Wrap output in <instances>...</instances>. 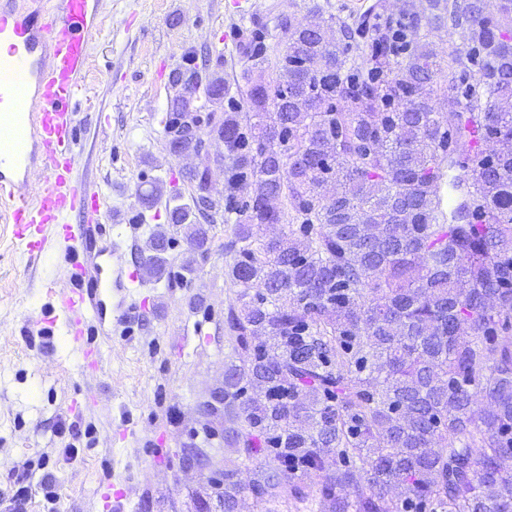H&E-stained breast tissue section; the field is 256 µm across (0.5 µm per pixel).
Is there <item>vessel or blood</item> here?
<instances>
[{"instance_id": "b4317fda", "label": "vessel or blood", "mask_w": 512, "mask_h": 512, "mask_svg": "<svg viewBox=\"0 0 512 512\" xmlns=\"http://www.w3.org/2000/svg\"><path fill=\"white\" fill-rule=\"evenodd\" d=\"M100 0H47L32 11L0 0V211L13 224L30 262L51 248L71 213L81 236L102 240L94 259L68 258L67 284L56 297L72 342L83 338L86 315L106 318L105 297L123 287L119 241L103 222L107 202L75 175L77 118L72 107L99 26ZM42 179L35 195L20 193L30 169Z\"/></svg>"}]
</instances>
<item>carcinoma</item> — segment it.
<instances>
[{"label":"carcinoma","mask_w":512,"mask_h":512,"mask_svg":"<svg viewBox=\"0 0 512 512\" xmlns=\"http://www.w3.org/2000/svg\"><path fill=\"white\" fill-rule=\"evenodd\" d=\"M311 24L280 21L274 79L251 30L235 98L215 70L170 73L167 141L199 152L193 125L224 153L185 169L169 223L202 259L232 224L239 362L199 407L240 463L209 483L221 512H512V0ZM442 28L462 47L416 39ZM168 246L151 236L148 276Z\"/></svg>","instance_id":"1"}]
</instances>
